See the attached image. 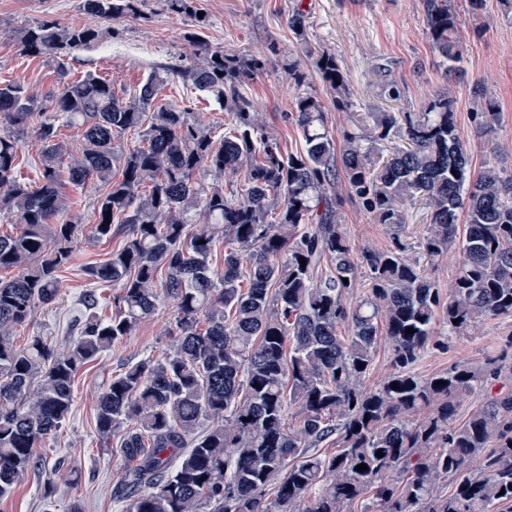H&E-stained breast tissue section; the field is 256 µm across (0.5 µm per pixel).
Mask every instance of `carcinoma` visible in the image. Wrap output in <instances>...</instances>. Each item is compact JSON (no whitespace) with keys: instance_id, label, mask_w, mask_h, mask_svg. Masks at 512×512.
I'll list each match as a JSON object with an SVG mask.
<instances>
[{"instance_id":"cac0c4a2","label":"carcinoma","mask_w":512,"mask_h":512,"mask_svg":"<svg viewBox=\"0 0 512 512\" xmlns=\"http://www.w3.org/2000/svg\"><path fill=\"white\" fill-rule=\"evenodd\" d=\"M137 2L83 0V7L117 18L135 15ZM423 7L444 88L419 112L351 116L338 142L319 101L304 93L288 116L305 140L296 153L281 151L262 113L239 92L259 62L214 48L197 31L187 36L197 63L151 75L131 99L94 74L63 80L52 114L35 125L30 90L0 84V208L19 224L0 235V269L16 271L0 280V499L30 467L46 464L36 448L67 417L76 373L171 299L177 332L169 352L126 367L97 401L100 436L125 430L128 465L114 492L125 512H198L203 504L211 512H350L364 497L376 512L512 507V334L480 364L456 362L431 377L414 371L428 346L446 349L481 321L512 317V170L492 161L472 170L452 96L463 76L456 14L448 0H423ZM100 36L93 27L43 21L20 43L56 59L65 77L64 59ZM307 56L336 91V111H348V78L336 57L323 49ZM171 76L222 100L231 115L222 138L187 110L158 104ZM288 80L297 89L307 83L302 60L289 65ZM474 94V139L495 156L500 111L480 88ZM62 126L80 129L78 155ZM141 126L142 144L117 145ZM30 133L41 144L34 185L17 172ZM396 138L391 155L379 152ZM64 167L74 186H106L96 234L110 238L116 224L126 229L121 248L86 268L92 282L119 290L118 313L100 318L91 290L66 350L37 337L20 348L12 330L55 300L57 273L72 258L76 225L63 219ZM199 171L243 180L227 194L195 182ZM347 197L386 227L388 247L352 246L342 224ZM419 202L429 223L413 233L407 210ZM221 241L218 270L211 256ZM450 252L459 268L445 299L421 259ZM359 278L367 291L355 301ZM380 336L392 373L369 387ZM495 382L502 384L496 392ZM476 390L482 402L462 424H450L456 398ZM292 407L296 425L288 423ZM332 438L335 453L310 452ZM360 464L367 469L356 470Z\"/></svg>"}]
</instances>
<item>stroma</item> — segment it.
<instances>
[{
	"label": "stroma",
	"mask_w": 512,
	"mask_h": 512,
	"mask_svg": "<svg viewBox=\"0 0 512 512\" xmlns=\"http://www.w3.org/2000/svg\"><path fill=\"white\" fill-rule=\"evenodd\" d=\"M451 4L458 16L461 65L466 71L464 81L454 88L460 138L469 147L474 168H481L489 155L474 141L471 122L476 109L473 90L481 88L500 107L499 161L512 167V11L501 0H451ZM197 6L207 17L204 35L211 46L245 60L262 59V70L239 91L263 112L269 132L287 153L304 145L300 130L287 118L297 96L288 81V64L303 58L307 48L335 55L348 75L350 98L358 113L420 111L443 83V68L429 46L423 0H197ZM297 10L306 16L302 40L288 24ZM43 20L97 28L100 42L68 59V76L105 77L122 98L133 96L149 75L166 66L189 64L193 53L183 36L192 30L194 20L171 12L167 0H141L137 19L96 17L83 11L82 0H0V83H22L44 103L60 88L56 63L44 55L23 54L19 43L24 29ZM381 65L397 81L400 99L385 97L377 75ZM158 101L194 112L217 136L230 123L222 103L177 80L161 90ZM104 191L96 181L70 187L72 207L67 218L76 225L73 258L59 274L55 302L38 307L13 329L17 346L39 337L54 350L66 348L72 326L86 313L82 296L88 290L101 296L100 314L111 313L115 288L93 287L85 274L89 264L107 260L126 239L121 232L108 239L95 232L97 201ZM343 220L355 248L389 245L388 230L353 201L345 202ZM174 310L173 301L161 304L133 336L77 373L66 423L39 448L40 455L50 459V467L25 473L13 493L0 500V512H121L112 490L126 467L119 451L122 435L117 432L107 440L99 436L97 400L125 365L164 357L172 342ZM511 333L512 318L484 321L469 334L453 338L447 350L427 349L417 371L427 377L459 361H483L496 354L499 339ZM48 483L53 486L49 496L44 493Z\"/></svg>",
	"instance_id": "stroma-1"
}]
</instances>
